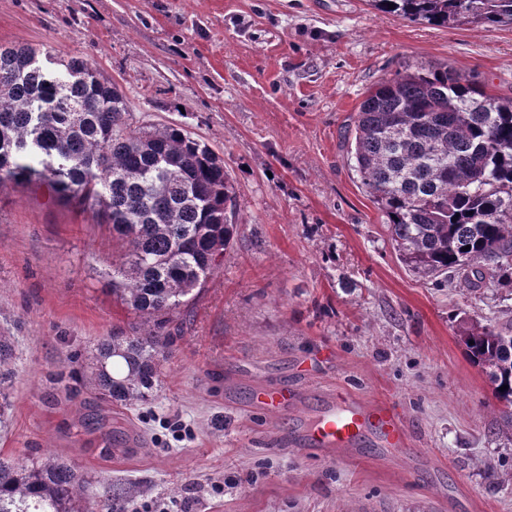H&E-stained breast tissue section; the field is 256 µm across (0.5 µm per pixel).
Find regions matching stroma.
Returning <instances> with one entry per match:
<instances>
[{
    "mask_svg": "<svg viewBox=\"0 0 512 512\" xmlns=\"http://www.w3.org/2000/svg\"><path fill=\"white\" fill-rule=\"evenodd\" d=\"M0 43L91 58L132 126H183L238 200L223 265L170 325L161 386L116 406L79 380L97 339L140 326L107 289L111 235L44 185L0 184V456L77 466L93 512H512V441L460 337L512 319V288L410 271L344 139L407 66L512 97V24L411 22L370 0H0ZM280 388L299 399L255 404ZM339 394L389 404L408 450L305 446ZM12 344L10 337L0 335V431H4L7 428V410H8V397L3 390V384L5 382V376L9 373L4 367L7 366L13 355ZM3 369V370H2Z\"/></svg>",
    "mask_w": 512,
    "mask_h": 512,
    "instance_id": "stroma-1",
    "label": "stroma"
}]
</instances>
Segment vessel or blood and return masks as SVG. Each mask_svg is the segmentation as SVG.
I'll list each match as a JSON object with an SVG mask.
<instances>
[{
	"mask_svg": "<svg viewBox=\"0 0 512 512\" xmlns=\"http://www.w3.org/2000/svg\"><path fill=\"white\" fill-rule=\"evenodd\" d=\"M367 438L385 447L402 449L407 445L402 423L388 405L366 408L345 398L318 412L303 435L308 446L321 450L353 448Z\"/></svg>",
	"mask_w": 512,
	"mask_h": 512,
	"instance_id": "b4317fda",
	"label": "vessel or blood"
}]
</instances>
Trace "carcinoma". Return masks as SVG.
Instances as JSON below:
<instances>
[{
	"label": "carcinoma",
	"mask_w": 512,
	"mask_h": 512,
	"mask_svg": "<svg viewBox=\"0 0 512 512\" xmlns=\"http://www.w3.org/2000/svg\"><path fill=\"white\" fill-rule=\"evenodd\" d=\"M370 2L436 26L512 23V0ZM54 60L58 79L49 83L39 51L0 44V181L46 183L106 223L122 248L106 273L109 291L147 328L97 341L82 380L111 403L146 401L160 387L173 314L234 240L236 192L224 161L183 127H131L128 99L89 58ZM347 141L411 271L475 291L512 285V98L446 65L408 68L368 93ZM462 340L489 371L512 428V320L474 321ZM12 355L0 335V431ZM85 483L58 459L0 456V512H88Z\"/></svg>",
	"instance_id": "obj_1"
}]
</instances>
